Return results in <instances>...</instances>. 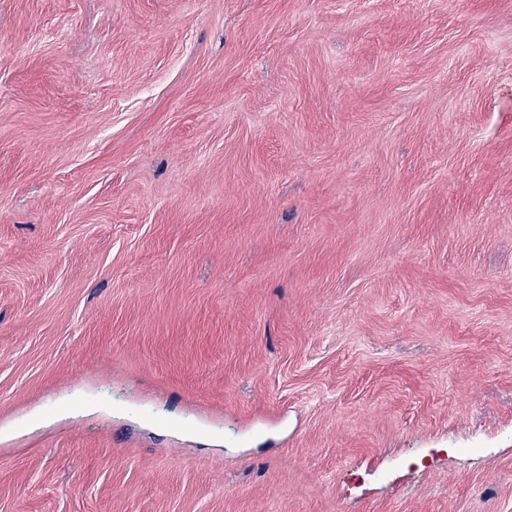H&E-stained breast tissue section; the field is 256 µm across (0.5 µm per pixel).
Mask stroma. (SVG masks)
Instances as JSON below:
<instances>
[{"instance_id": "stroma-1", "label": "stroma", "mask_w": 512, "mask_h": 512, "mask_svg": "<svg viewBox=\"0 0 512 512\" xmlns=\"http://www.w3.org/2000/svg\"><path fill=\"white\" fill-rule=\"evenodd\" d=\"M0 512H512V0H0Z\"/></svg>"}]
</instances>
